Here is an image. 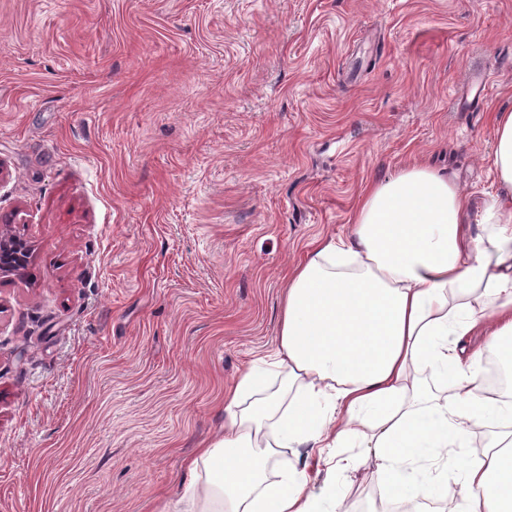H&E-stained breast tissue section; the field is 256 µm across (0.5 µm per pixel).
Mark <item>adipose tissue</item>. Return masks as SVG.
<instances>
[{
    "label": "adipose tissue",
    "instance_id": "adipose-tissue-1",
    "mask_svg": "<svg viewBox=\"0 0 512 512\" xmlns=\"http://www.w3.org/2000/svg\"><path fill=\"white\" fill-rule=\"evenodd\" d=\"M492 121L507 194L479 233L455 179L415 164L361 194L349 236L310 244L287 276L275 349L225 389L221 433L185 464V512H340L369 461L380 503L428 499L432 473L446 471L465 512H512L502 436L482 457L468 452L476 429L512 426V388L484 387L512 379V110ZM488 319L491 338L467 355L462 340ZM447 385L454 396L439 403ZM357 435L368 458L339 457ZM304 448L321 483L300 465Z\"/></svg>",
    "mask_w": 512,
    "mask_h": 512
}]
</instances>
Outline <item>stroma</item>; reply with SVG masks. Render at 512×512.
<instances>
[{
    "label": "stroma",
    "instance_id": "obj_1",
    "mask_svg": "<svg viewBox=\"0 0 512 512\" xmlns=\"http://www.w3.org/2000/svg\"><path fill=\"white\" fill-rule=\"evenodd\" d=\"M505 109L512 0H0V512L173 507L308 242L413 162L482 211ZM29 248L22 239L7 237L0 239V274L21 276L28 265Z\"/></svg>",
    "mask_w": 512,
    "mask_h": 512
}]
</instances>
